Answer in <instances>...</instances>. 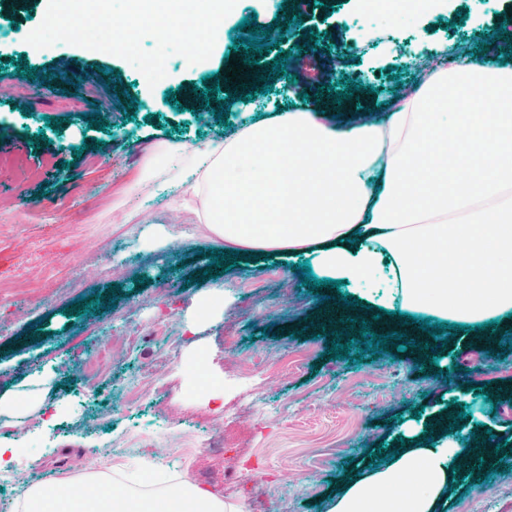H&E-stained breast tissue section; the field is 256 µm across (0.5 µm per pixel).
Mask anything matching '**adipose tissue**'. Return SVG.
<instances>
[{
  "instance_id": "1",
  "label": "adipose tissue",
  "mask_w": 512,
  "mask_h": 512,
  "mask_svg": "<svg viewBox=\"0 0 512 512\" xmlns=\"http://www.w3.org/2000/svg\"><path fill=\"white\" fill-rule=\"evenodd\" d=\"M244 124L224 144L169 147L161 168L191 170L212 231L236 252L309 259L313 277L342 280L352 298L381 310L396 333L418 322L454 325L447 347L421 350L449 365L447 348L464 327L485 335L512 328V67L483 53L441 60L383 124L336 128L331 92L317 104ZM384 278L382 289L366 282ZM395 426L383 463L363 459L342 482L330 512H445L451 488L471 475L455 470L472 437L449 424L462 398ZM150 476L154 497L113 492L100 480L28 488L23 512H244L207 490L131 466Z\"/></svg>"
}]
</instances>
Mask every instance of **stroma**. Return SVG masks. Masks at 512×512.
<instances>
[{
	"mask_svg": "<svg viewBox=\"0 0 512 512\" xmlns=\"http://www.w3.org/2000/svg\"><path fill=\"white\" fill-rule=\"evenodd\" d=\"M0 14V74L37 69L35 84L18 79L0 98V393L39 375L52 379L48 403L58 424L35 417L7 426V437L31 435L37 464L0 470V500L44 482L118 475L137 459L176 479L210 490L245 512H329L351 460L388 442L394 417L435 404L447 376L423 370L412 352L388 348L374 361L327 354L329 337L306 328L320 297L303 286L296 259L243 255L220 272L211 251L224 242L206 224L203 203L183 207L189 182L150 173L152 160L173 144L193 148L223 141L253 112L295 111L274 83L245 102L216 94L228 124H199L169 105L165 94L223 74L224 46L244 18L284 30L292 18L283 0H241L224 20L211 58L198 66L182 56L166 62L164 83L148 86L126 60L56 44L33 54L27 35L42 22L45 0ZM310 29L335 63L298 67L307 92L321 81L340 89L368 85L382 106L406 93L419 63L440 53L487 49L486 35L507 0H437L423 26L394 25L364 12L358 0H311ZM107 112L103 127L91 115ZM175 232L160 238V228ZM219 275L233 301L218 322L186 328L204 272ZM113 299L114 308L68 317L83 297ZM274 324L276 334L264 333ZM240 337L237 347L224 339ZM101 358L86 377L82 363ZM205 367L201 378L188 370ZM456 380L512 390V361L486 345L459 348ZM218 387L223 402L204 393ZM470 419L512 436V402L492 407L466 396ZM87 453L91 471L76 469ZM446 512H512V453L488 479L465 485Z\"/></svg>",
	"mask_w": 512,
	"mask_h": 512,
	"instance_id": "35a3bbf8",
	"label": "stroma"
}]
</instances>
